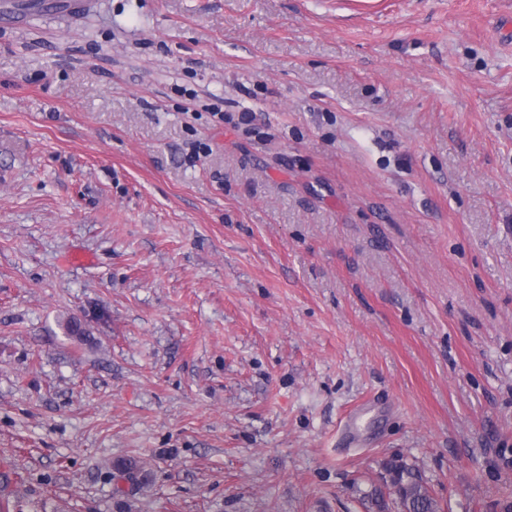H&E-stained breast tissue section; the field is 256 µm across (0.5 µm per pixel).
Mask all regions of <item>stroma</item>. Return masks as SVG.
I'll return each mask as SVG.
<instances>
[{
	"instance_id": "35a3bbf8",
	"label": "stroma",
	"mask_w": 512,
	"mask_h": 512,
	"mask_svg": "<svg viewBox=\"0 0 512 512\" xmlns=\"http://www.w3.org/2000/svg\"><path fill=\"white\" fill-rule=\"evenodd\" d=\"M393 460L512 505V0H0V502L365 512Z\"/></svg>"
}]
</instances>
